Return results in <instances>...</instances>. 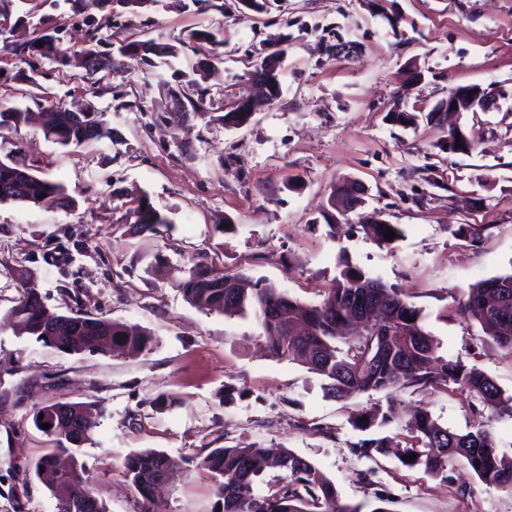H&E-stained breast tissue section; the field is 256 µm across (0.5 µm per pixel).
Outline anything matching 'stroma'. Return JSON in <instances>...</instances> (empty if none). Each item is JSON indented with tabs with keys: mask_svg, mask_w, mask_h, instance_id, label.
<instances>
[{
	"mask_svg": "<svg viewBox=\"0 0 512 512\" xmlns=\"http://www.w3.org/2000/svg\"><path fill=\"white\" fill-rule=\"evenodd\" d=\"M159 0L73 14L70 0H13L15 45L35 38L41 16L64 24V46L88 30L112 43L177 42L222 30V58L198 112H174L167 87L209 59V45L168 63L122 57L111 92L94 95L75 70L44 60L38 80L50 98L92 103L112 140L64 147L20 126L0 138V159L20 151L35 174L65 185L74 203L0 204V314L16 296L12 272H37L46 308L82 305L149 332V350L70 355L0 327V512H54L32 466L50 446L33 422L45 400L91 402L97 426L78 460L95 478L108 512H140L122 475L125 458L154 449L182 464L157 496L162 512H212L208 474L196 460L211 449L280 446L307 458L342 502L372 512H512V492L482 485L462 461L442 473L409 468L414 409L451 430L483 426L512 457V354L479 349L478 326L453 296L512 272V0ZM284 55L279 100L241 127L221 118L249 94L246 77L265 52ZM18 56L0 52V109L31 106ZM505 89L498 109L464 113L477 147L440 151L441 129L390 124L396 105L429 112L451 88ZM356 179L362 211L341 214L333 188ZM170 219L160 235L131 233L139 196ZM379 213L401 239L379 244L359 227ZM235 225L224 233V225ZM219 272L263 281L289 297L322 300L342 262L399 290L420 309L442 353L492 376L504 400L469 406L456 385L435 390L325 395L321 377L270 352L255 316H226L189 304L178 289L189 257ZM390 412L385 425L354 429L352 413ZM386 437L388 455L358 458L352 442Z\"/></svg>",
	"mask_w": 512,
	"mask_h": 512,
	"instance_id": "1",
	"label": "stroma"
}]
</instances>
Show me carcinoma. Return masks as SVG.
<instances>
[{"mask_svg":"<svg viewBox=\"0 0 512 512\" xmlns=\"http://www.w3.org/2000/svg\"><path fill=\"white\" fill-rule=\"evenodd\" d=\"M46 29L30 43L17 48L18 55L32 72L36 61L52 62L85 70L84 62L101 53L103 39L92 37L79 51L62 47L57 33L60 26L51 17L45 18ZM43 47H37L38 43ZM178 46L156 39L132 40L119 47L120 55H141L145 58L173 57ZM167 91L175 101L176 111H186V105L198 109L207 96L195 78L188 79ZM56 123H43L42 112L0 110V134L20 125L38 127L44 136L62 146L80 147L90 141L112 138V129L95 112L89 119L78 120L75 113L66 111L61 103H53ZM70 197L59 182L40 177L32 168L15 157L0 159V203L13 202L54 208L68 204ZM136 228L157 233L170 224L167 215L149 204L148 197L138 200L132 208ZM365 233L383 245L403 237L396 224H364ZM396 237L386 239L388 231ZM17 296L12 306L0 316V323H12L35 342L66 354L95 353L149 348L153 337L121 322L93 316L77 306L69 314L57 316L59 323L50 329L43 323L44 302L38 290L37 276L26 271L14 273ZM240 278L217 275L201 257L191 260L188 277L179 284L185 300L200 310L225 315L254 314L261 320L266 341L275 356L303 364L324 380V391L338 399L370 391L413 388L436 389L450 383L458 386L465 399L493 408L503 399L496 381L484 371L467 366L461 360H448L440 354V342L426 329L422 312L408 305L400 293L379 278L343 263L322 302L302 303L286 296L278 288L262 284L246 290L237 287ZM380 285L393 304L377 308L379 297L366 293L364 286ZM361 301L360 313L366 324L352 336L336 335V325L347 321L348 314ZM274 305L279 314L268 318L266 308ZM459 309L464 318L477 324L482 332V344L492 342L512 353V273L479 281L461 294ZM290 335H285V332ZM64 408L82 421L75 434L61 426L43 429L54 437L55 445L35 464V473L46 479L55 498V512H83L71 486L80 482L85 493L97 503L94 512H108L98 497L95 479L84 467L78 466L75 454L90 439L96 422L82 402L48 400L41 406L34 423L42 429L56 409ZM390 422L386 413L358 412L351 425L367 430ZM410 447L404 455L416 454L415 460L405 463L414 468L422 465L431 474L443 470L450 457L465 461L478 480L488 486L512 491V458L498 453L492 435L478 427L458 433L439 423L422 409L408 422ZM351 452L361 458H371L386 450L385 439H361L349 444ZM178 466L171 456L152 449L134 452L123 463V475L138 495L141 512H158L155 500L156 485L161 475ZM196 467L211 475L214 482L215 507L220 512H360V506L341 502L335 485L309 460L281 448L221 447L214 448L196 463ZM276 467L284 477L267 495L246 496L241 489L253 484L266 468Z\"/></svg>","mask_w":512,"mask_h":512,"instance_id":"carcinoma-1","label":"carcinoma"}]
</instances>
